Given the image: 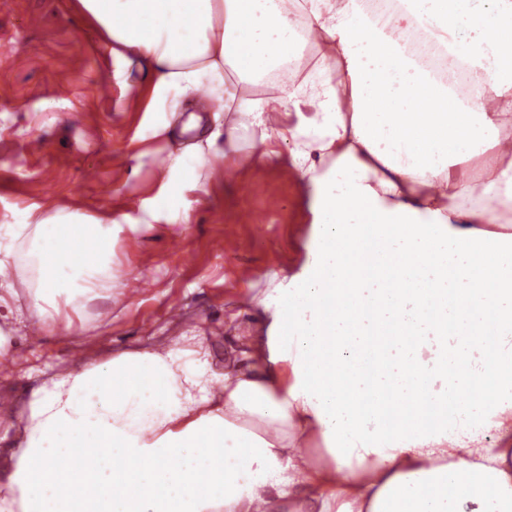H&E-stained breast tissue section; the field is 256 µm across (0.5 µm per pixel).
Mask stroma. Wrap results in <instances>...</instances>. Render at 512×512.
<instances>
[{"label":"stroma","mask_w":512,"mask_h":512,"mask_svg":"<svg viewBox=\"0 0 512 512\" xmlns=\"http://www.w3.org/2000/svg\"><path fill=\"white\" fill-rule=\"evenodd\" d=\"M73 8L74 0H0V224L29 208L124 223L114 231L111 281L75 301L58 296L53 326L20 327L16 355L0 364V471L24 432L31 390L74 357L101 364L157 345L188 350L193 332L223 372L226 350L249 331L231 315L267 293L272 271L306 273L320 240L287 142L261 141L247 124L226 152L232 176L208 164L192 175L197 189H170L188 220L155 218L149 201L167 187L159 160L173 143L195 141L189 115L172 119L173 140L154 136L138 98L147 81L140 62L111 53ZM266 147L276 156L263 162ZM0 278L17 292L0 308V325L11 324L15 311H28L35 284L20 258Z\"/></svg>","instance_id":"obj_1"}]
</instances>
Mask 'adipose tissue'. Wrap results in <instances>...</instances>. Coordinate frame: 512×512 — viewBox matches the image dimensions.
<instances>
[{
  "mask_svg": "<svg viewBox=\"0 0 512 512\" xmlns=\"http://www.w3.org/2000/svg\"><path fill=\"white\" fill-rule=\"evenodd\" d=\"M290 16L266 0H77L78 19L95 25L110 50L138 56L152 98L194 102L200 89L261 130L287 134L289 159L310 190L315 223L375 228L402 247L398 265L425 281L394 297L391 319L419 331L417 382L385 380L360 343V388L389 387L423 405L467 390V368L437 363L447 333L435 305L466 294L454 317L460 332L481 328L473 353L493 384L449 413L368 422L349 388L326 377L336 339L316 324L338 317L364 325L372 289L329 287L324 270L344 265L349 238L323 240L311 253L304 288L251 298L246 313L271 321L241 340L213 371L204 337L189 350L123 351L52 377L27 401V425L0 479V512H512L511 355L490 339L512 315V235L506 249L478 251L512 212V70L483 44L512 28V0H470L461 18L448 0H291ZM312 35L319 60L290 76L280 94L255 98L251 77L279 64L295 29ZM238 83L227 87L226 71ZM410 74L411 89L387 91L381 73ZM294 124L285 125L289 112ZM480 124L493 137L479 154ZM386 127L401 151L382 148ZM167 156L166 171L188 182L207 164L217 134ZM481 158L487 174L465 171ZM31 242L28 267L40 292L33 314L53 323L61 272L77 264L84 285L112 274V224H72L26 212L0 224V271L17 240ZM483 266L486 282L473 278ZM319 439V452L305 441Z\"/></svg>",
  "mask_w": 512,
  "mask_h": 512,
  "instance_id": "obj_1",
  "label": "adipose tissue"
}]
</instances>
